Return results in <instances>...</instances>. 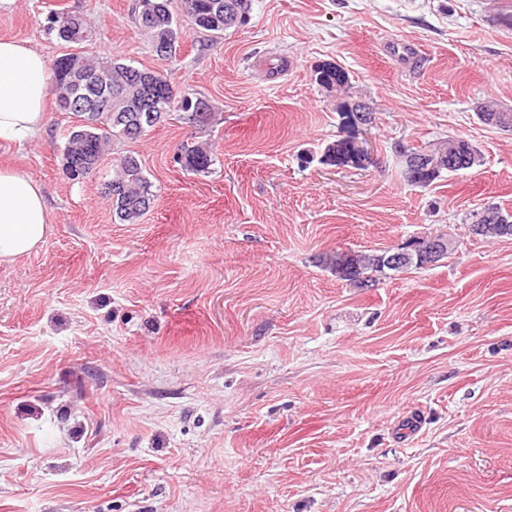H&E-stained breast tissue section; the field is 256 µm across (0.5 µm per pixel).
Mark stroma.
<instances>
[{
	"instance_id": "35a3bbf8",
	"label": "stroma",
	"mask_w": 512,
	"mask_h": 512,
	"mask_svg": "<svg viewBox=\"0 0 512 512\" xmlns=\"http://www.w3.org/2000/svg\"><path fill=\"white\" fill-rule=\"evenodd\" d=\"M491 0H254L210 44L182 27L157 56L133 0H0V39L70 52L53 12L80 13L83 54L164 74L213 112L115 144L71 178L68 114L0 144L43 186L50 231L0 262V512H512V238L468 231L512 212V31ZM414 45L419 67L388 55ZM333 66L345 91L318 81ZM358 101L375 120L346 119ZM211 143L208 173L176 161ZM461 137L483 163L427 188L395 145ZM364 162L330 160L339 140ZM139 155L154 201L120 223L104 188ZM441 232L439 264L373 288L337 250Z\"/></svg>"
}]
</instances>
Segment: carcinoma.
I'll return each instance as SVG.
<instances>
[{
	"label": "carcinoma",
	"mask_w": 512,
	"mask_h": 512,
	"mask_svg": "<svg viewBox=\"0 0 512 512\" xmlns=\"http://www.w3.org/2000/svg\"><path fill=\"white\" fill-rule=\"evenodd\" d=\"M152 6L151 16L145 23L138 26L146 32L151 42L164 37L171 23L177 21L179 15L188 17L191 28L205 34L213 40L221 38L231 25L224 20L226 8L248 17L252 11L253 0H147ZM83 72L92 75L97 86L103 91L112 93V111L110 112H79L74 109L72 101L80 91L81 83L75 81L78 72L71 69L64 58L59 56L53 64V80L50 94L59 112H68L77 118L89 121L87 125H76L72 128L64 147L66 162L79 161L85 166V174L94 173L115 141L128 140L130 135L126 122L122 119V111L129 106L156 108L178 112L190 124L204 127L208 124L211 113L205 102L190 92H183L178 101L171 100L167 95L170 82L167 78L147 68H139L133 63H125L119 59H86L82 66ZM319 82L327 89L341 88L347 83L346 74L335 68L328 67L319 73ZM457 157L467 162L471 169L481 163L480 150L469 140L454 139ZM177 162L182 170L194 174L209 172L213 165L212 153L200 143L186 142L181 145ZM116 173L105 184V195L112 202V210L121 222L133 223L151 206L154 200L152 184L144 175L141 161L134 153H125L115 160ZM403 177L413 185L429 187L441 177L439 173H414L408 169L402 171ZM486 217L476 236L480 238L512 237V223L499 222L500 208L488 206L484 208ZM326 263L336 274V278L358 288L376 285L386 276L385 267L377 261V253H358L353 262L340 268V251L326 256Z\"/></svg>",
	"instance_id": "cac0c4a2"
}]
</instances>
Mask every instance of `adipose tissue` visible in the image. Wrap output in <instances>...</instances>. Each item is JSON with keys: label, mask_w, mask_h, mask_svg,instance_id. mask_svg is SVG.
I'll return each mask as SVG.
<instances>
[{"label": "adipose tissue", "mask_w": 512, "mask_h": 512, "mask_svg": "<svg viewBox=\"0 0 512 512\" xmlns=\"http://www.w3.org/2000/svg\"><path fill=\"white\" fill-rule=\"evenodd\" d=\"M51 80L41 53L22 42L0 39V142L24 141L46 126ZM48 224L40 182L0 166V262L36 250Z\"/></svg>", "instance_id": "obj_1"}]
</instances>
